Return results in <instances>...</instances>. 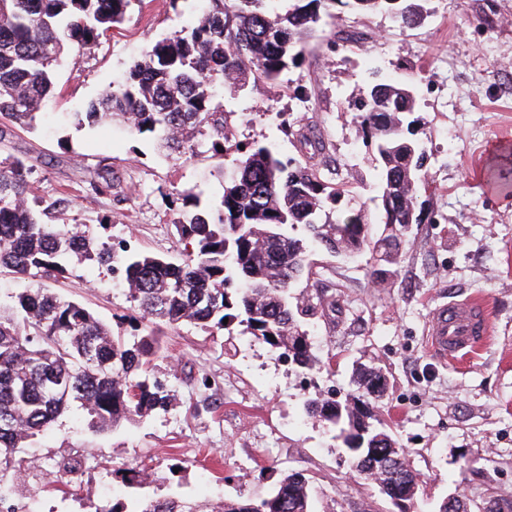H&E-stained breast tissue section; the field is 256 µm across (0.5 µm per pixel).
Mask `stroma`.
Wrapping results in <instances>:
<instances>
[{"instance_id": "1", "label": "stroma", "mask_w": 512, "mask_h": 512, "mask_svg": "<svg viewBox=\"0 0 512 512\" xmlns=\"http://www.w3.org/2000/svg\"><path fill=\"white\" fill-rule=\"evenodd\" d=\"M428 9L412 29L384 13L324 17L303 64L284 80H252L241 94L221 91L218 101L230 114L232 141L272 143L286 155L294 148L280 130L283 115L317 125L326 158L366 202L374 170L351 93L375 78L414 81L425 89L415 116L428 156L419 200L443 222L393 226L401 257L380 265L383 288L373 284L365 258L310 250L313 281L335 287L342 306L336 322L306 320L323 360L319 370L299 374L235 323L168 336L156 373L176 376V406L105 433L88 430L80 411L66 413L24 448L31 468L18 505L95 512L102 498L93 487L120 485L122 470L138 465L150 474L141 490L150 498L255 499L285 473L300 472L314 480L315 512H397L376 484L350 473L340 442L302 413L305 398L318 392L345 398L364 367L384 376L376 411L420 474L421 497L435 503L456 496L469 512L512 504V0H430ZM199 12L190 0L176 11L169 0H134L94 49L65 46L42 125L10 127L0 154L27 162L39 205L67 199L56 223L81 225L136 252L184 254L173 226L182 207L176 194L191 189L203 203L218 202L236 171L234 151L220 160H171L150 135L115 122L79 129L72 115ZM484 13L494 21L488 33L477 21ZM353 28L366 33L364 42L328 50L337 31ZM303 86L312 92L305 103L297 98ZM106 168L114 187L102 192L93 182ZM52 288L130 333L119 320L128 308L125 286L107 268L72 261ZM470 296L491 308L490 340L470 362H442L426 345L429 321L439 304Z\"/></svg>"}]
</instances>
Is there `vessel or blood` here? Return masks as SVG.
Here are the masks:
<instances>
[{
	"instance_id": "vessel-or-blood-1",
	"label": "vessel or blood",
	"mask_w": 512,
	"mask_h": 512,
	"mask_svg": "<svg viewBox=\"0 0 512 512\" xmlns=\"http://www.w3.org/2000/svg\"><path fill=\"white\" fill-rule=\"evenodd\" d=\"M490 329L487 305L471 297L438 306L429 323L426 342L434 356L455 362L477 355L486 345Z\"/></svg>"
}]
</instances>
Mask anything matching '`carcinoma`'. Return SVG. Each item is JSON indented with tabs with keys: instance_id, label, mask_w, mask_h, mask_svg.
Returning <instances> with one entry per match:
<instances>
[{
	"instance_id": "cac0c4a2",
	"label": "carcinoma",
	"mask_w": 512,
	"mask_h": 512,
	"mask_svg": "<svg viewBox=\"0 0 512 512\" xmlns=\"http://www.w3.org/2000/svg\"><path fill=\"white\" fill-rule=\"evenodd\" d=\"M132 2L0 0V120L38 127L65 43L93 49L100 35L125 19ZM425 2L209 0L196 25L152 44L130 64L124 82L75 113L77 125L123 119L178 157L195 156L205 137L221 157L228 125V113L215 103L221 89L237 94L251 77L276 80L299 66L301 39L337 8L392 13L414 28ZM418 97L413 83L373 80L359 86L352 101L372 150L371 202L386 229L424 221L418 196L428 185L427 154L409 121ZM282 131L296 155L284 156L273 145L236 148V174L216 207L200 206L191 191L178 192L182 208L174 226L180 239L195 245L180 262L98 243L86 230L46 222L54 207L29 203L30 168L12 156L0 159V271L39 283L14 296L8 310L0 308V469L25 470L20 449L74 407L96 433L170 410L175 389L154 373L170 331L222 328L223 320H236L299 370L320 365L302 318L336 310V299L294 293L299 279L312 276L308 249L369 252L395 265L399 244L391 234L376 235L362 208L333 216L336 203L350 195V182L321 160L320 128L293 119L283 122ZM298 226L301 237L293 234ZM71 256L121 272L130 303L123 320L137 334L115 333L86 306L48 288L46 282L67 272ZM383 387L382 373L372 368L356 394L342 402L308 399L303 412L337 432L348 468L378 482L391 500L405 494L413 500L420 477L378 423L375 401ZM15 492V480L0 475V512H15L8 506ZM313 496L310 479L295 472L257 500L210 503L173 494L99 512H313Z\"/></svg>"
}]
</instances>
